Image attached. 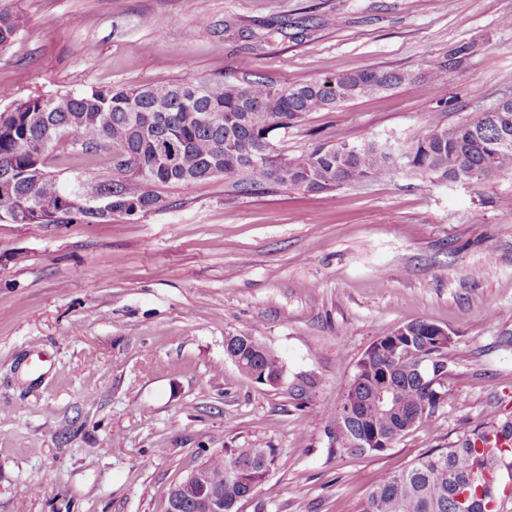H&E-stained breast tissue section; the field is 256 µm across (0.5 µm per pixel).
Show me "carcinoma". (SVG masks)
I'll return each instance as SVG.
<instances>
[{
    "instance_id": "cac0c4a2",
    "label": "carcinoma",
    "mask_w": 512,
    "mask_h": 512,
    "mask_svg": "<svg viewBox=\"0 0 512 512\" xmlns=\"http://www.w3.org/2000/svg\"><path fill=\"white\" fill-rule=\"evenodd\" d=\"M18 14L0 13V49L21 27ZM406 80L397 72L365 69L337 73L301 84L278 85L247 76L235 82L221 77L177 81L149 88L91 89L55 96L34 95L0 112V180L13 183V197L0 200V221L11 224H73L112 216L133 217L159 209L152 186L186 185L220 176L234 177L246 190L272 187L329 192L346 185L389 180L401 171L383 144H319L285 160L272 152L277 133L313 112L373 95ZM63 135L74 157L107 153L112 177L68 179L50 170L43 142ZM406 174L431 181H490L512 174V97L475 117L443 126L427 122L423 133L402 144ZM108 202L106 209L97 200ZM412 344L394 353L389 334L371 346L356 365L357 381L341 404L327 414L331 432L357 438L371 432L403 436L434 415L441 386L422 382L416 367L425 358L448 360L437 345L436 324L419 320L405 325ZM240 369L274 373L284 370L267 348L239 346ZM387 386L398 406L379 411L373 391ZM495 437L504 448L480 449ZM512 453V422L492 424L455 444L434 448L404 469L384 476L360 502L357 512H491L497 486L487 474ZM274 448H224L205 460L209 483L224 488V508L233 512L240 499L258 491L273 498L270 473Z\"/></svg>"
}]
</instances>
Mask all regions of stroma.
Returning <instances> with one entry per match:
<instances>
[{"label":"stroma","mask_w":512,"mask_h":512,"mask_svg":"<svg viewBox=\"0 0 512 512\" xmlns=\"http://www.w3.org/2000/svg\"><path fill=\"white\" fill-rule=\"evenodd\" d=\"M22 30L0 51L15 98L255 74L306 83L363 69L401 85L311 113L278 136L418 135L512 96V0H0ZM205 21L196 37L187 31ZM448 72L438 93L434 69ZM162 209L101 223L0 222V512H166L211 453L273 448L239 512H356L379 478L512 417V174L401 175L332 192L160 187ZM452 336L448 404L388 451L340 452L328 429L381 335ZM282 359L273 388L226 337Z\"/></svg>","instance_id":"stroma-1"}]
</instances>
